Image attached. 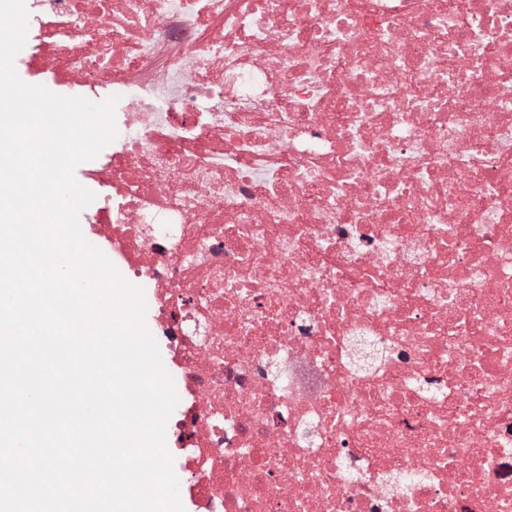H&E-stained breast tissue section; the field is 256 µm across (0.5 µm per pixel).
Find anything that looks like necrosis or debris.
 <instances>
[{
    "instance_id": "necrosis-or-debris-1",
    "label": "necrosis or debris",
    "mask_w": 512,
    "mask_h": 512,
    "mask_svg": "<svg viewBox=\"0 0 512 512\" xmlns=\"http://www.w3.org/2000/svg\"><path fill=\"white\" fill-rule=\"evenodd\" d=\"M109 90L195 512H512V0H30Z\"/></svg>"
}]
</instances>
